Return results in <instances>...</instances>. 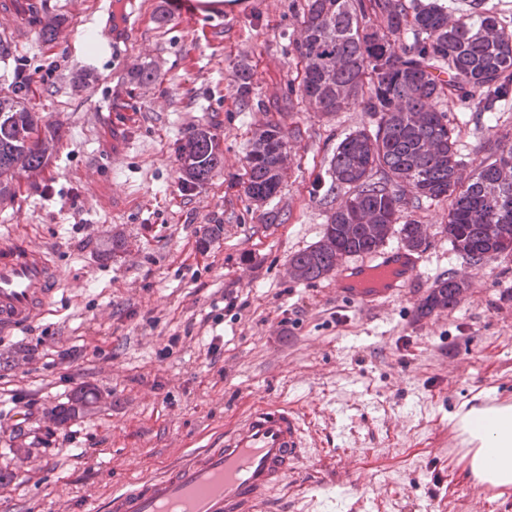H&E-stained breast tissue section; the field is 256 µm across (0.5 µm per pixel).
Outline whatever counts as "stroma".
Returning a JSON list of instances; mask_svg holds the SVG:
<instances>
[{"instance_id": "stroma-1", "label": "stroma", "mask_w": 512, "mask_h": 512, "mask_svg": "<svg viewBox=\"0 0 512 512\" xmlns=\"http://www.w3.org/2000/svg\"><path fill=\"white\" fill-rule=\"evenodd\" d=\"M13 2L0 0V91L30 76L26 106L56 141L44 170L0 197V241L50 248L62 276L41 319L0 335V470L14 475L0 512H103L114 488L274 401L304 419L307 456L276 494L288 512H512V494H474L451 422L465 405L512 403V256L458 257L439 201L412 213L428 263L394 300L367 308L337 299L331 277L287 273L347 197L329 173L337 144L374 123L358 108L323 117L297 95L303 0H227L207 15L181 0H30L34 21ZM106 5L139 18L122 64L97 21ZM440 107L472 170L512 130V103ZM269 123L289 134L288 170L258 205L242 174ZM199 125L216 127L224 163L185 192L176 148ZM448 275L467 284L458 305L418 317ZM81 386L98 393L93 410L50 424Z\"/></svg>"}]
</instances>
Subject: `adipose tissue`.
Wrapping results in <instances>:
<instances>
[{
  "instance_id": "obj_1",
  "label": "adipose tissue",
  "mask_w": 512,
  "mask_h": 512,
  "mask_svg": "<svg viewBox=\"0 0 512 512\" xmlns=\"http://www.w3.org/2000/svg\"><path fill=\"white\" fill-rule=\"evenodd\" d=\"M468 435V473L479 482L512 490V406L492 405L461 414Z\"/></svg>"
}]
</instances>
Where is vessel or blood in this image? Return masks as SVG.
Masks as SVG:
<instances>
[{
    "mask_svg": "<svg viewBox=\"0 0 512 512\" xmlns=\"http://www.w3.org/2000/svg\"><path fill=\"white\" fill-rule=\"evenodd\" d=\"M111 49L126 38L111 8L99 11ZM427 258L403 247L341 262L337 297L375 305L402 295ZM60 272L48 249L17 238L0 244V333L32 324L55 293ZM306 454L303 420L287 406L263 403L221 442L188 451L135 489L113 490L106 512H267L273 493Z\"/></svg>",
    "mask_w": 512,
    "mask_h": 512,
    "instance_id": "obj_1",
    "label": "vessel or blood"
}]
</instances>
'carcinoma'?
Masks as SVG:
<instances>
[{
	"label": "carcinoma",
	"instance_id": "cac0c4a2",
	"mask_svg": "<svg viewBox=\"0 0 512 512\" xmlns=\"http://www.w3.org/2000/svg\"><path fill=\"white\" fill-rule=\"evenodd\" d=\"M407 30L413 40L404 43L400 35ZM294 46L302 100L324 116L359 107L375 125L336 146L332 182L349 196L327 217L321 239L288 260L293 278H324L341 257L375 251L392 236L409 251L425 250L427 238L411 213L440 199L448 201V240L464 260L479 265L512 254V181L503 180L500 169L512 160V132L485 142L487 157L467 174L456 126L439 109L446 98L480 113L512 101V27L486 0H469L466 15L454 21L436 3L304 0ZM31 83L20 73L0 94V194L18 176L41 170L51 149L40 117L25 106ZM287 157L284 128L266 125L245 157V195L256 203L274 197ZM178 161L183 190L210 180L223 164L211 127L187 136ZM465 288L452 275L438 279L420 314L456 307ZM96 400L80 388L52 421L64 424Z\"/></svg>",
	"mask_w": 512,
	"mask_h": 512
}]
</instances>
